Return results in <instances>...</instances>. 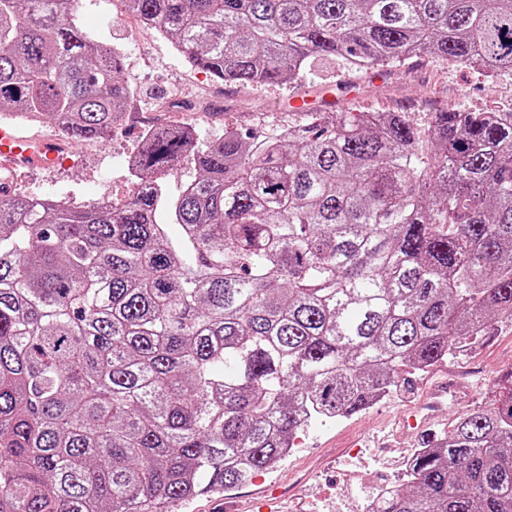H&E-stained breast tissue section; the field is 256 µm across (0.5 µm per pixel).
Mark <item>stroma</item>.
Instances as JSON below:
<instances>
[{
  "mask_svg": "<svg viewBox=\"0 0 512 512\" xmlns=\"http://www.w3.org/2000/svg\"><path fill=\"white\" fill-rule=\"evenodd\" d=\"M77 13L92 36L120 47L123 77L137 92L136 117L114 129L107 141L77 143L57 166L17 168L10 176L13 190L34 197L65 195L80 206L105 194L127 195L132 177L126 159L145 125L190 123L202 143L228 124L279 130L299 120L289 105L294 95L318 100L330 94L345 99L349 112H405L422 126L432 113L447 108L512 112V73L491 80L477 67L451 66L435 56L384 66L376 73L348 71L331 62L313 70L299 87L217 84L188 66L154 30H135L119 0H78ZM510 371L512 325L505 323L472 344L469 354L410 376L366 410L312 422L297 434L294 451L278 468L235 488L203 493L182 512H261L274 485L286 497L273 512H360L379 482H401L400 460L410 449L421 447L429 436L447 435L460 414L490 403L494 386ZM444 380L473 386L472 403L444 406L425 417L420 403Z\"/></svg>",
  "mask_w": 512,
  "mask_h": 512,
  "instance_id": "stroma-1",
  "label": "stroma"
}]
</instances>
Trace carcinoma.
<instances>
[{"mask_svg": "<svg viewBox=\"0 0 512 512\" xmlns=\"http://www.w3.org/2000/svg\"><path fill=\"white\" fill-rule=\"evenodd\" d=\"M218 83L423 53L512 72V0H121ZM77 0H0V114L108 137L134 89ZM190 157L176 198L163 178ZM113 206L0 196V512H178L512 319V112L142 134ZM181 228L168 233L159 215ZM379 512H512V374Z\"/></svg>", "mask_w": 512, "mask_h": 512, "instance_id": "cac0c4a2", "label": "carcinoma"}]
</instances>
